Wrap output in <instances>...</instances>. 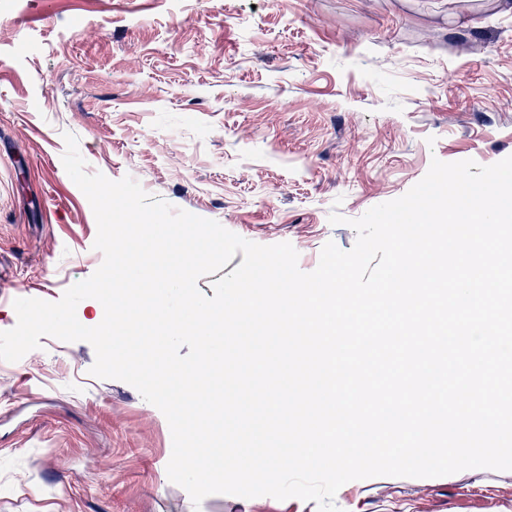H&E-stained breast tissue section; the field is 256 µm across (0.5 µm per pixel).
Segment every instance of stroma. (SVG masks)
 I'll return each instance as SVG.
<instances>
[{"label":"stroma","mask_w":512,"mask_h":512,"mask_svg":"<svg viewBox=\"0 0 512 512\" xmlns=\"http://www.w3.org/2000/svg\"><path fill=\"white\" fill-rule=\"evenodd\" d=\"M87 173L242 238L288 242L303 272L350 220L432 159L512 156V0H0V331L18 298L89 278ZM344 216L334 225L331 213ZM0 360V512H318L164 479L172 436L93 346L41 337ZM342 512H512V471L344 484Z\"/></svg>","instance_id":"obj_1"}]
</instances>
